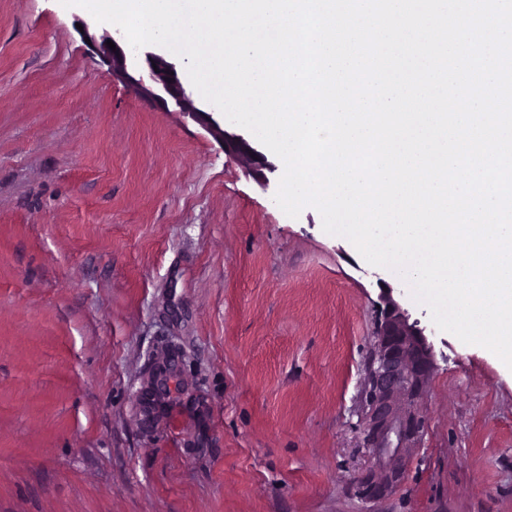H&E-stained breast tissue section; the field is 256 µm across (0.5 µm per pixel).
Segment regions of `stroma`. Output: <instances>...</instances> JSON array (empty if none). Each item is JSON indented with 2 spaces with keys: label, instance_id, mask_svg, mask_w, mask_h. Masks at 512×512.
<instances>
[{
  "label": "stroma",
  "instance_id": "obj_1",
  "mask_svg": "<svg viewBox=\"0 0 512 512\" xmlns=\"http://www.w3.org/2000/svg\"><path fill=\"white\" fill-rule=\"evenodd\" d=\"M92 21L0 0V512H365L354 426L386 285L435 367L375 512H512V370L316 209L287 216L281 159L114 72ZM170 340L190 395L148 437L139 389Z\"/></svg>",
  "mask_w": 512,
  "mask_h": 512
}]
</instances>
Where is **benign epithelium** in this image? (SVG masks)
Wrapping results in <instances>:
<instances>
[{"instance_id":"benign-epithelium-1","label":"benign epithelium","mask_w":512,"mask_h":512,"mask_svg":"<svg viewBox=\"0 0 512 512\" xmlns=\"http://www.w3.org/2000/svg\"><path fill=\"white\" fill-rule=\"evenodd\" d=\"M122 39V33L113 29L90 36L113 69L131 77L155 98L164 102L170 97L179 111L204 114L191 98L194 87L182 85L174 64L156 55L149 70L142 71L136 60L127 58L120 46ZM109 40L115 48L106 45ZM434 366V348L425 329L410 321L392 289H383L375 304V343L365 368L355 425L357 447L364 449L367 457L355 478L356 493L363 502L379 503L405 481L410 451L419 447L426 429L420 405ZM183 369L179 349L170 347L157 353L142 387L146 432L153 430L160 405L188 392L179 384Z\"/></svg>"}]
</instances>
